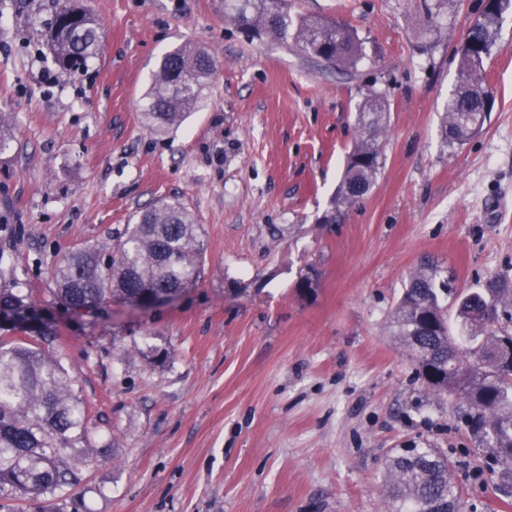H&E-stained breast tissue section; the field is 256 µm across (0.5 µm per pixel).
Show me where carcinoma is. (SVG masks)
<instances>
[{"label": "carcinoma", "mask_w": 512, "mask_h": 512, "mask_svg": "<svg viewBox=\"0 0 512 512\" xmlns=\"http://www.w3.org/2000/svg\"><path fill=\"white\" fill-rule=\"evenodd\" d=\"M284 0H227L225 16L235 25L271 36L310 62L356 69L361 45L335 21L291 17ZM448 0H424V29L433 32L435 16ZM512 0H482V11L456 49L459 82L442 116L445 142L462 145L483 128L494 103L485 78V61L496 42L503 14ZM101 24L86 9L67 4L50 30L55 59L71 74L85 70L96 55ZM216 69L206 51L185 45L164 56L143 112L157 132L178 125L199 99ZM389 103L371 88L359 107L362 136L355 143L340 185L349 203L366 194L382 165L380 140ZM201 244L192 214L178 202H159L137 216L104 261L94 247L57 262L50 271L66 307L82 313L112 298L132 301L144 294L174 295L201 276ZM453 309L464 336H452ZM29 320V295L0 289V311ZM393 336L418 365L431 392L455 399L459 417L485 457L491 479L505 497L512 495V279L491 280L463 290L438 266L425 264L411 275L390 315ZM57 334L38 342L0 336V491L55 497L81 481L85 463L76 448L89 440L85 410L74 381L54 349ZM383 488L389 512H465L463 490L448 454L439 448L407 445L385 463Z\"/></svg>", "instance_id": "cac0c4a2"}]
</instances>
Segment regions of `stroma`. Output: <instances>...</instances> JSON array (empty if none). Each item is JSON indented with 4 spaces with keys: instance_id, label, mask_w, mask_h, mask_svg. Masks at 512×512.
Wrapping results in <instances>:
<instances>
[{
    "instance_id": "35a3bbf8",
    "label": "stroma",
    "mask_w": 512,
    "mask_h": 512,
    "mask_svg": "<svg viewBox=\"0 0 512 512\" xmlns=\"http://www.w3.org/2000/svg\"><path fill=\"white\" fill-rule=\"evenodd\" d=\"M67 0H0V270L58 333L90 443L58 497L0 492L14 512H387L401 442L446 449L472 512H512L450 398L417 377L389 315L420 264L463 287L512 277V14L486 62L480 135L448 145L454 50L480 0H450L437 39L420 0H288L352 29L355 75L229 23L224 0H83L99 51L73 75L45 33ZM185 44L216 71L180 127L142 114L162 57ZM386 92L385 162L337 199L357 106ZM186 204L203 271L173 300L67 311L48 272L110 252L133 215Z\"/></svg>"
}]
</instances>
